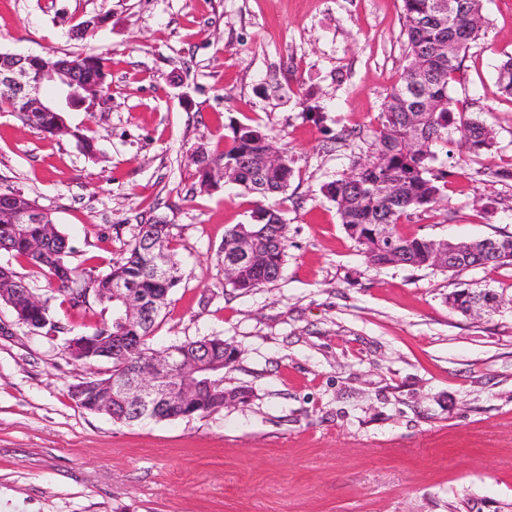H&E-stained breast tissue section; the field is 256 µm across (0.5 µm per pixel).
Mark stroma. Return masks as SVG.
Returning a JSON list of instances; mask_svg holds the SVG:
<instances>
[{"label": "stroma", "mask_w": 512, "mask_h": 512, "mask_svg": "<svg viewBox=\"0 0 512 512\" xmlns=\"http://www.w3.org/2000/svg\"><path fill=\"white\" fill-rule=\"evenodd\" d=\"M486 27L450 94L492 127L480 162L450 168L405 236L512 233V0H484ZM96 18L92 36L73 27ZM401 0H0V52L102 53L112 91L69 126L95 157L0 110V192L52 212L78 269L106 270L142 218L170 224L183 274L152 344L220 336L236 350L224 388L247 402L132 425L77 407L71 387L109 377L0 304V512H512V267L369 269L323 188L366 160L406 55ZM292 149L280 195L288 256L248 293L219 251L252 196L208 192L187 157L224 148L230 122ZM500 295L482 316L450 308L467 286Z\"/></svg>", "instance_id": "35a3bbf8"}]
</instances>
